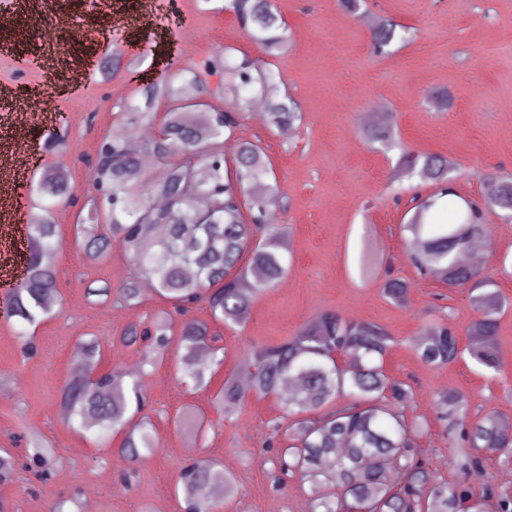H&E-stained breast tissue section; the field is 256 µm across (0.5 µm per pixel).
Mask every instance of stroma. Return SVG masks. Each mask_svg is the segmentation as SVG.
<instances>
[{"label":"stroma","mask_w":512,"mask_h":512,"mask_svg":"<svg viewBox=\"0 0 512 512\" xmlns=\"http://www.w3.org/2000/svg\"><path fill=\"white\" fill-rule=\"evenodd\" d=\"M151 2L157 29L144 34L146 45L133 70L105 78L88 64L90 44L82 39L100 20L79 0L43 5L11 0L15 23L6 33L33 64L16 79L14 53L0 52V83H11L23 99L38 97L42 73L36 61L53 39L68 46L70 67L88 80L56 103L65 120L62 146L44 150L51 130L36 119L0 131V151L19 139L32 156L28 176L16 185L15 207L32 199L47 166L67 174L76 197L74 204L39 213L57 225L61 240L60 301L52 316L28 328L0 317V446L10 448L17 463L13 478L0 482V503L7 512H182L183 497L175 491L178 468L189 460L217 459L232 477L224 512H311L307 486L293 479L282 488L275 482L278 449L270 440L282 415L278 399L248 397L229 421L213 400L225 376L251 363L253 344L292 336L324 311L379 324L392 336L385 371L412 394L408 418L427 420L413 437L415 454L438 476L455 480L448 438L433 408L435 392L457 390L472 413L495 411L512 421V222L489 216L483 247L494 255L487 272L505 300L499 315L500 371H485L466 356L442 368L423 363L415 338L447 312L465 325L473 315L469 292L420 278L409 264L403 225L417 182L394 177L397 152L368 144L360 118L379 103L388 104L402 145L453 161L452 178L461 194L479 197L486 174L512 173V0H366L359 17L346 14L339 0H273L290 41L271 57V68L298 102L303 120L290 135L275 134L249 110L241 114L237 136L260 144L275 172L282 205L273 221L288 228L292 265L283 282L254 303L244 327L213 324L223 338L224 363L197 388L182 381L173 361H150L141 345L119 344L131 324L149 321L162 304L149 293L136 307L116 295L105 304L88 296V287L106 282L120 288L130 260L117 245L108 258L90 260L74 237L93 189L97 150L124 124L140 82L190 68L227 47L237 58L259 53L227 0ZM382 18L408 31L386 56L373 53L370 38L373 22ZM434 90L450 93L447 110L432 107L428 95ZM364 245L390 264L395 276L411 281L403 303L391 302L379 283L360 277ZM89 334L114 341L104 352L105 370L123 360L140 380L144 414L159 442L145 460L131 462L114 448L96 445L61 415L62 389L75 376V352ZM185 409L204 415L201 438L178 428L175 417ZM32 435L55 451L46 468L31 458Z\"/></svg>","instance_id":"stroma-1"}]
</instances>
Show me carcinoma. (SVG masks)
<instances>
[{
	"label": "carcinoma",
	"instance_id": "obj_1",
	"mask_svg": "<svg viewBox=\"0 0 512 512\" xmlns=\"http://www.w3.org/2000/svg\"><path fill=\"white\" fill-rule=\"evenodd\" d=\"M231 9L246 35L261 49L257 56L239 61L210 59L204 71L182 69L139 90L143 104L127 106L130 123L153 129L138 150L128 147L121 128L107 141L111 153L98 161L95 179L102 195L93 203L89 222L76 226V237L89 256L106 258L112 244L120 245L131 262L120 296L136 305L149 284L154 296L183 312L179 331L172 328L171 313L153 316L148 326L129 328L123 343L144 344L150 359L170 355L193 385L205 382L207 373L223 363L218 356L219 337L209 324L189 316L192 305L202 303L211 319L229 329L244 325L257 298L277 286L289 271L286 231L267 223L277 207L274 175L267 155L256 143L236 137L239 117L220 119L207 112H187L175 106L184 87L204 88L202 74L227 75V85L244 106L261 100L265 122L272 132L291 129L302 119L297 103L281 93L268 58L284 51L289 33L272 0H230ZM404 28L381 20L371 28L377 55L397 40ZM160 98L169 102L160 125L151 109ZM363 137L379 150L398 146L394 129L374 120L363 124ZM234 142L231 154L214 153L213 146ZM151 154L165 176L141 189L132 180L141 155ZM195 169L200 199L188 197L183 182L185 167ZM402 175L416 177L429 192L414 195L409 260L420 275L449 289H470L476 313L458 331L451 316L428 325L414 341L419 357L444 367L463 355L481 368L498 371L497 344L501 296L490 290L493 282L482 277L484 261L464 262L462 254L488 233V211L512 219V175L491 173L482 184L480 200L468 201L452 185L453 163L442 155L401 150ZM69 182L58 170L42 173L35 195L38 204L51 208L68 197ZM60 247L57 226L34 224L27 238L29 250L27 288L11 297V317L34 324L53 313L57 300L55 255ZM364 279L375 276L376 260L364 248L359 258ZM383 295L404 301L411 283L387 275L380 284ZM467 337L461 346V336ZM393 343L380 325L348 320L324 311L306 322L284 341L253 350L250 388L238 386L228 375L215 395V409L231 419L248 395L280 398L286 429L273 428L279 439V472L309 485L313 512H485L495 501L498 512H512V497L488 487L480 496L469 493L468 476L480 472L482 456L512 461V423L488 413L470 414L466 396L456 390L435 393L436 417L444 423L448 447L460 474L454 482L438 478L412 455L411 435L421 424L408 423L410 395L404 383L385 372L384 362ZM112 340L92 335L82 340L77 354L89 369L101 363L104 346ZM348 397L344 405L336 404ZM62 415L78 424L93 440L108 443L112 434L124 432L118 453L140 459L157 448L149 420L141 415L145 395L140 383L102 376L94 383L76 377L61 394ZM176 487L184 512H212L221 493H229L231 478L215 461L197 460L181 468Z\"/></svg>",
	"mask_w": 512,
	"mask_h": 512
}]
</instances>
